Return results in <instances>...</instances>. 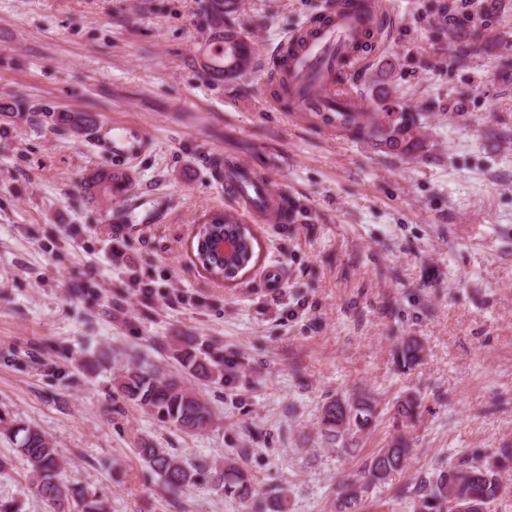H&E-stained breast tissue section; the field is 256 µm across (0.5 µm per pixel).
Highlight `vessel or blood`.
Segmentation results:
<instances>
[{"instance_id":"1","label":"vessel or blood","mask_w":512,"mask_h":512,"mask_svg":"<svg viewBox=\"0 0 512 512\" xmlns=\"http://www.w3.org/2000/svg\"><path fill=\"white\" fill-rule=\"evenodd\" d=\"M377 0H334L325 13V20L304 33L300 40L291 41L288 52L287 84L297 94L303 111L333 117L337 98L334 93L336 62H355L356 49L373 31ZM214 49L230 45L254 53L253 43L234 27L216 32ZM96 152L122 160L150 144L147 134L137 125L101 121L88 134ZM225 183L232 190L241 215H259L270 223L280 221L277 196L269 193L261 180L253 178L235 159H227Z\"/></svg>"}]
</instances>
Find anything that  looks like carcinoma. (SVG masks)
<instances>
[{"instance_id": "carcinoma-1", "label": "carcinoma", "mask_w": 512, "mask_h": 512, "mask_svg": "<svg viewBox=\"0 0 512 512\" xmlns=\"http://www.w3.org/2000/svg\"><path fill=\"white\" fill-rule=\"evenodd\" d=\"M244 69L251 59L238 50L224 56H213L205 61L204 68L213 79L224 76V64ZM58 121L79 134L94 123L87 112H60ZM336 128L354 136L369 138L388 150L407 152L420 138V123L411 110L391 102L382 96L367 112L336 113ZM117 174L110 169H96L83 181V192L90 199L110 195ZM241 234L242 247L236 257L235 269L248 267L258 258V242L249 228H244L232 213H224L220 221L204 225V232L196 237L195 257L203 270L211 277L224 275V263L217 261L203 250L205 236L213 233ZM423 348L416 339L402 342L397 360L405 368H411L421 359ZM181 365L188 371L204 377L222 374L220 364L203 357L198 349L182 343L177 349ZM116 387L127 400L137 404L158 421L171 424L189 433L207 426L211 411L207 401L186 387L175 374L161 372L155 364L142 357H131L122 365L116 379ZM420 399L413 393L398 398L394 404V418L404 431L382 448L374 452L357 473L343 480L336 490L334 512H355L368 493L386 483L390 477L405 470L413 455V438L408 429L420 417ZM378 403L370 392H358L339 396L326 402L320 415V427L330 444L347 448L348 442L369 432L376 425ZM15 445V456L24 463L27 478L37 494L59 512L61 499L65 498L80 508V512H104L102 501L81 487L67 485L61 480L57 450L51 439L40 429L31 426L12 425L4 429ZM142 461L162 480L166 490L178 494L194 485L197 472L166 448H156L145 442L138 448ZM512 469V448H501L496 453L477 459L461 458L448 469H435L414 485L410 493L411 512H444L448 498L460 497L480 512V507L499 500L505 493L500 473ZM213 481L224 488V494L234 496L244 503L253 499V484L249 473L235 462H227L224 469L214 472ZM257 512H288L287 496L279 491L272 498L259 502Z\"/></svg>"}]
</instances>
